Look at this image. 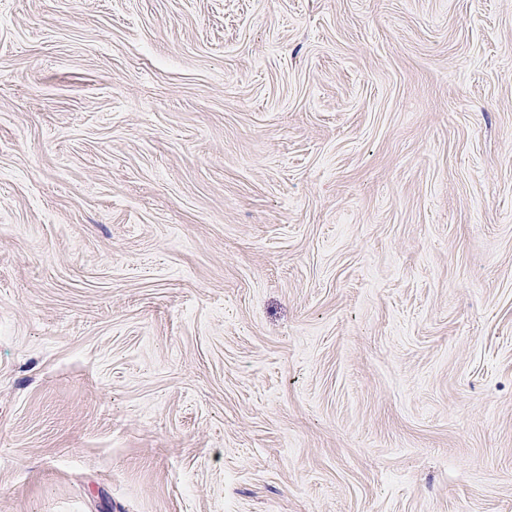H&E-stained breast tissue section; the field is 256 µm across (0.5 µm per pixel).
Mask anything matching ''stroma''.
<instances>
[{"label": "stroma", "instance_id": "35a3bbf8", "mask_svg": "<svg viewBox=\"0 0 512 512\" xmlns=\"http://www.w3.org/2000/svg\"><path fill=\"white\" fill-rule=\"evenodd\" d=\"M0 512H512V0H0Z\"/></svg>", "mask_w": 512, "mask_h": 512}]
</instances>
